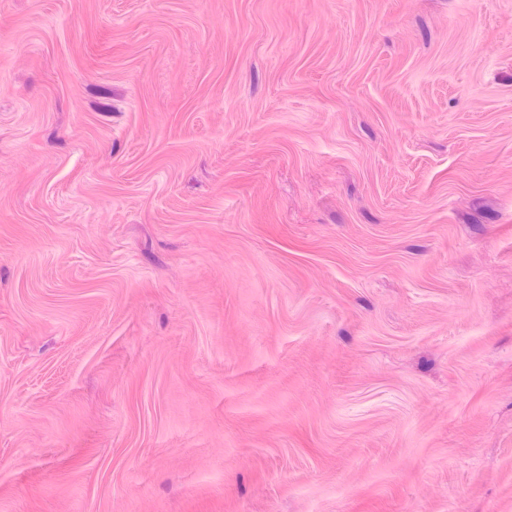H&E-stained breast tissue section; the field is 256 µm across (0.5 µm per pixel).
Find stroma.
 Masks as SVG:
<instances>
[{
    "mask_svg": "<svg viewBox=\"0 0 512 512\" xmlns=\"http://www.w3.org/2000/svg\"><path fill=\"white\" fill-rule=\"evenodd\" d=\"M0 512H512V0H0Z\"/></svg>",
    "mask_w": 512,
    "mask_h": 512,
    "instance_id": "1",
    "label": "stroma"
}]
</instances>
